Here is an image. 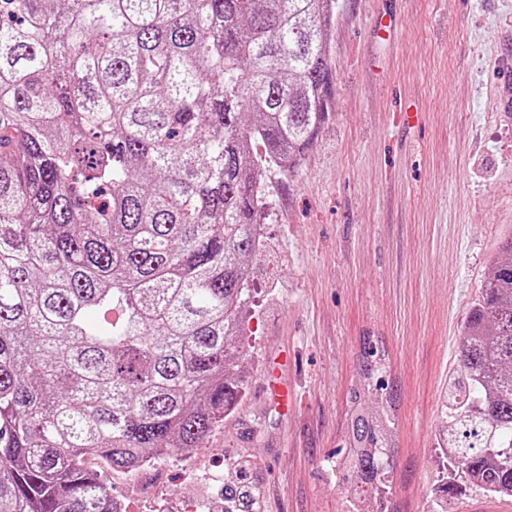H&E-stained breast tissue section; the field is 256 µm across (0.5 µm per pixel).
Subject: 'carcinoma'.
<instances>
[{"mask_svg": "<svg viewBox=\"0 0 512 512\" xmlns=\"http://www.w3.org/2000/svg\"><path fill=\"white\" fill-rule=\"evenodd\" d=\"M335 7L0 0V512H118L86 456H173L241 403L263 176L329 119ZM461 353L441 441L512 497V235ZM385 445L355 417L354 484L381 493ZM254 488L241 472L224 503Z\"/></svg>", "mask_w": 512, "mask_h": 512, "instance_id": "obj_1", "label": "carcinoma"}]
</instances>
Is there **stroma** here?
Segmentation results:
<instances>
[{
    "instance_id": "1",
    "label": "stroma",
    "mask_w": 512,
    "mask_h": 512,
    "mask_svg": "<svg viewBox=\"0 0 512 512\" xmlns=\"http://www.w3.org/2000/svg\"><path fill=\"white\" fill-rule=\"evenodd\" d=\"M326 51L330 118L294 175L264 177L244 398L135 486L105 471L126 512L213 506L242 467L266 512H344L357 489L336 464L360 413L393 421L385 512H443L461 330L512 235V0H338ZM280 378L284 409L266 391Z\"/></svg>"
}]
</instances>
